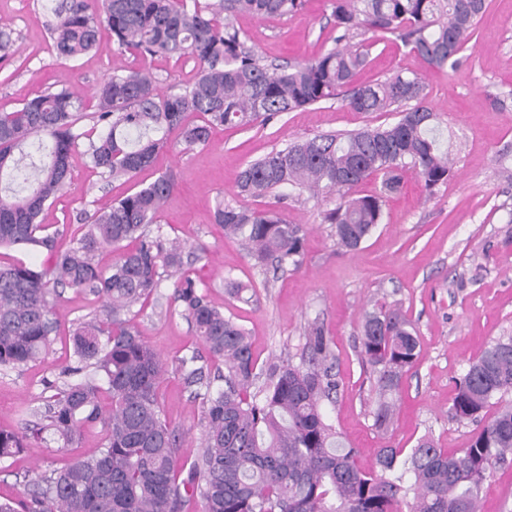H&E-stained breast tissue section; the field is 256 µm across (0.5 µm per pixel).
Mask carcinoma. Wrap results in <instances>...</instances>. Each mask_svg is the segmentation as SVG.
I'll use <instances>...</instances> for the list:
<instances>
[{
  "label": "carcinoma",
  "mask_w": 512,
  "mask_h": 512,
  "mask_svg": "<svg viewBox=\"0 0 512 512\" xmlns=\"http://www.w3.org/2000/svg\"><path fill=\"white\" fill-rule=\"evenodd\" d=\"M50 27L59 59L90 51L106 26L119 48L142 57L190 55L195 82L180 93L160 94L151 73L114 74L98 92L104 131L90 146L92 166L114 178L136 176L154 164L163 147L159 130H177L188 145L208 142L214 125L247 126L286 112L339 99L356 112L399 109L385 128L320 134L273 150L236 178L237 194L257 197L284 188L336 195L323 221L338 245L357 249L381 223L383 198L397 193L407 170L427 190L448 180L452 165L443 129L428 106L417 74L397 73L354 87L366 59L350 39L391 35L429 66L454 68L487 9L486 0H328L335 45L293 64L267 63L247 46L233 19L240 14L296 15L308 0H53ZM82 97L68 87L0 112V247L44 251L47 263L0 264V369L37 361L60 327L54 290L74 288L105 300L103 316L79 319L71 342L77 379L52 395L40 422L25 431L0 429V459L20 454L29 436H56L73 446L85 429L101 426L97 453L43 478L29 502L0 501V512H186L201 500L203 512H481L484 483L512 457V336H501L469 361L456 382L450 410L474 424L467 446L448 454L423 436L408 454L385 446L370 471L356 464L328 422L335 402V356L317 323L308 324L300 362L257 372L246 330L208 298L183 270L185 246L168 247L151 235L173 176L123 197L85 217L81 235L57 246L39 216L69 181L70 157ZM203 116L190 124L188 114ZM34 134L37 142L25 148ZM382 176V192L355 197L350 190ZM215 221L239 238L255 265L278 270L303 262L307 229L274 210L256 211L219 200ZM110 247L111 266L96 256ZM178 269L175 298L206 349L224 362V388L206 390L205 434L192 460L179 456L180 434L163 414L157 383L159 355L127 315L159 288L163 273ZM419 338L396 305L377 303L362 323L361 358L376 374L374 426L393 422L401 380L418 357ZM195 354L180 360L191 383L202 384ZM265 377L257 392L251 388Z\"/></svg>",
  "instance_id": "carcinoma-1"
}]
</instances>
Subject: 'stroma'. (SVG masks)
<instances>
[{
  "label": "stroma",
  "instance_id": "35a3bbf8",
  "mask_svg": "<svg viewBox=\"0 0 512 512\" xmlns=\"http://www.w3.org/2000/svg\"><path fill=\"white\" fill-rule=\"evenodd\" d=\"M488 8L463 51L457 70L427 66L400 42L375 37L355 84H371L394 73L423 77L428 104L454 141L453 173L446 184L426 190L406 172L400 193L388 196L383 220L353 251L336 243L323 221L332 197L313 198L286 190L274 196L238 198L237 174L251 161L288 143L322 133H347L387 127L395 112H355L340 101L287 112L266 125H224L212 129L207 144L189 147L177 133L153 167L135 179H115L92 167L88 148L102 131L93 107L96 92L112 74L147 69L159 93H178L198 73L190 57L134 56L101 29L95 47L78 60L57 58L46 29L47 0H0V25L7 27L13 52L0 61V111L20 106L38 94L67 86L80 93L87 109L74 131L67 190L41 215L49 229L76 236L85 214L109 209L138 185L173 173L176 188L159 214L164 238L186 246L184 267L208 288L213 303L242 325L261 367L299 354L305 329L323 324L333 342L339 389L329 406L331 423L357 450L360 468H372L378 448H413L422 436L456 453L466 447L472 423L450 411L457 380L470 359L504 335H512V106L500 109L496 97L512 95V0H487ZM235 26L266 61L295 62L330 49L336 29L326 0H310L297 16H237ZM241 199L264 210L279 207L289 223L307 228L300 268L278 273L256 266L241 243L224 235L214 221L218 200ZM203 254H196V247ZM246 283L241 297L227 294V280ZM379 301L400 302L419 336L418 358L404 374L394 424L382 433L373 425L378 394L373 374L360 355L362 313ZM60 331L41 358L27 366L0 370V429H21L61 389L65 369L75 366L70 333L82 316L101 314L103 302L73 288L53 298ZM130 319L160 355V403L181 434L180 455H196L202 445L206 388L224 385V366L210 358L201 338L181 314L173 281L163 278L156 295L135 306ZM199 354L208 386L187 385L182 357ZM98 429L85 431L77 447L57 440H30L18 457L0 461V499L26 500L41 480L78 457L96 452ZM484 512H512V460L497 465L483 489Z\"/></svg>",
  "mask_w": 512,
  "mask_h": 512
}]
</instances>
